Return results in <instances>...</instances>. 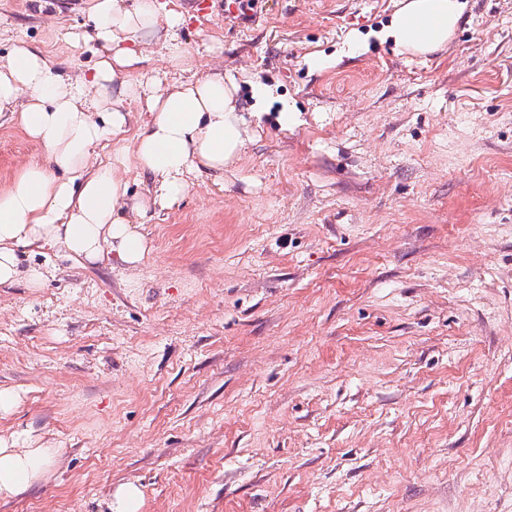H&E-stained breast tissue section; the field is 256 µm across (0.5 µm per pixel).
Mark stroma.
<instances>
[{"label":"stroma","mask_w":512,"mask_h":512,"mask_svg":"<svg viewBox=\"0 0 512 512\" xmlns=\"http://www.w3.org/2000/svg\"><path fill=\"white\" fill-rule=\"evenodd\" d=\"M178 3L271 113L136 268L27 252L42 286H0V440L55 451L0 512H512V0L427 56L381 37L401 0ZM84 6L0 0V54L85 70ZM41 157L0 120V188ZM141 499L140 490L136 486H120L112 494L110 512H139Z\"/></svg>","instance_id":"obj_1"}]
</instances>
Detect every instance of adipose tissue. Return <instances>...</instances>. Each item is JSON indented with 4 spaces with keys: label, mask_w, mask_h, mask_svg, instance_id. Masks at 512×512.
I'll list each match as a JSON object with an SVG mask.
<instances>
[{
    "label": "adipose tissue",
    "mask_w": 512,
    "mask_h": 512,
    "mask_svg": "<svg viewBox=\"0 0 512 512\" xmlns=\"http://www.w3.org/2000/svg\"><path fill=\"white\" fill-rule=\"evenodd\" d=\"M90 41L99 45L91 68L63 74L40 50L17 41L0 56V113L18 117L43 150L0 190V285L26 278L38 287L44 273L22 270L20 252L57 248L88 263L118 258L138 265L147 252L139 230L150 205L173 207L189 191L191 177L223 172L251 137V119L266 115L271 93L256 85L252 117L238 106L234 77L194 76L195 58L172 53L170 66L187 80L143 70V36L164 46L178 40L181 11L158 0H89ZM462 0H405L382 35L403 51L426 55L444 47L462 12ZM138 114L131 151L98 164L92 155L109 139L123 138ZM145 193H129V171ZM47 448H10L0 442V500L24 493L44 475Z\"/></svg>",
    "instance_id": "adipose-tissue-1"
}]
</instances>
